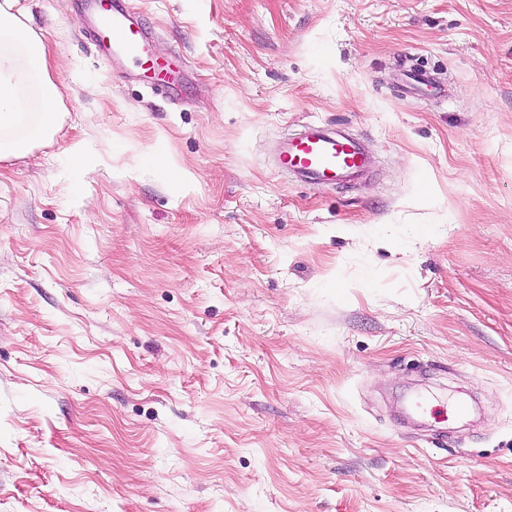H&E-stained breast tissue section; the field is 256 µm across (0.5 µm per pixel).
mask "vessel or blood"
<instances>
[{
  "label": "vessel or blood",
  "mask_w": 512,
  "mask_h": 512,
  "mask_svg": "<svg viewBox=\"0 0 512 512\" xmlns=\"http://www.w3.org/2000/svg\"><path fill=\"white\" fill-rule=\"evenodd\" d=\"M97 16L103 53L120 55L135 64H152L147 33L133 20L129 0H86ZM277 169L305 184L352 183L371 172L373 163L358 138L310 122L281 138L275 150Z\"/></svg>",
  "instance_id": "1"
}]
</instances>
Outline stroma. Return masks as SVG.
Returning a JSON list of instances; mask_svg holds the SVG:
<instances>
[{
	"label": "stroma",
	"instance_id": "obj_1",
	"mask_svg": "<svg viewBox=\"0 0 512 512\" xmlns=\"http://www.w3.org/2000/svg\"><path fill=\"white\" fill-rule=\"evenodd\" d=\"M132 5L175 98L18 2L63 113L0 160V512H512V0ZM307 122L367 179L282 175Z\"/></svg>",
	"mask_w": 512,
	"mask_h": 512
}]
</instances>
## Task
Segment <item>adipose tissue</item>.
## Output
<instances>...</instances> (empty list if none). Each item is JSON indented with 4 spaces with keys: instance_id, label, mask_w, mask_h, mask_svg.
Returning <instances> with one entry per match:
<instances>
[{
    "instance_id": "1",
    "label": "adipose tissue",
    "mask_w": 512,
    "mask_h": 512,
    "mask_svg": "<svg viewBox=\"0 0 512 512\" xmlns=\"http://www.w3.org/2000/svg\"><path fill=\"white\" fill-rule=\"evenodd\" d=\"M61 110L46 79L42 40L24 23L17 0H0V158L24 155L49 138Z\"/></svg>"
}]
</instances>
